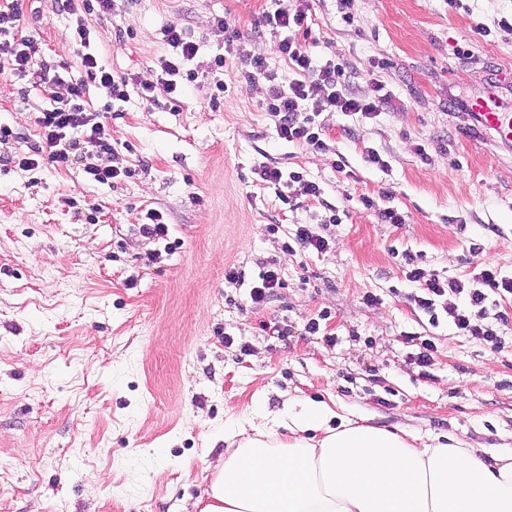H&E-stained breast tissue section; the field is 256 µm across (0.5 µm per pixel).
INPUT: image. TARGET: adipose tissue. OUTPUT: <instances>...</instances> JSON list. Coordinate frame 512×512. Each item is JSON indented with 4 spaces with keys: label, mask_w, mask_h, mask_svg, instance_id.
<instances>
[{
    "label": "adipose tissue",
    "mask_w": 512,
    "mask_h": 512,
    "mask_svg": "<svg viewBox=\"0 0 512 512\" xmlns=\"http://www.w3.org/2000/svg\"><path fill=\"white\" fill-rule=\"evenodd\" d=\"M213 466L201 512H512V452L495 461L294 399Z\"/></svg>",
    "instance_id": "ef3b65f1"
}]
</instances>
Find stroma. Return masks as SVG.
Returning <instances> with one entry per match:
<instances>
[{"instance_id": "1", "label": "stroma", "mask_w": 512, "mask_h": 512, "mask_svg": "<svg viewBox=\"0 0 512 512\" xmlns=\"http://www.w3.org/2000/svg\"><path fill=\"white\" fill-rule=\"evenodd\" d=\"M266 6L114 0L106 13L70 14L58 0H25L15 34L63 81L0 73L10 132L0 141V512H183L206 503L209 465L233 449L225 431L294 397L391 432L457 437L487 460L512 449V295L497 300L493 348L431 327L409 300L418 286L405 262L442 279L490 266L512 276V153L476 140L462 108L486 91L492 64L512 98V0H351L350 24L336 0H310L313 56L345 61L356 94L373 96L378 81L390 93L373 119L323 113L321 150L281 140L262 108L265 82L240 77L260 52L279 79L293 77L277 52L284 31L261 21ZM80 23L102 66L142 80L169 52L163 28L179 24L199 44L194 78L178 98L159 85L149 101L88 84L114 152L88 147L70 166L27 170L37 113L85 77ZM370 149L384 167L365 162ZM262 163L318 183L321 201L292 182L282 204L253 181ZM91 164L129 176L90 183ZM384 208L407 223L382 222ZM149 209L168 240L139 232ZM300 225L327 252L286 251ZM232 267L243 281L226 279ZM268 267L283 285L252 303ZM409 333L435 344L428 367L413 363Z\"/></svg>"}]
</instances>
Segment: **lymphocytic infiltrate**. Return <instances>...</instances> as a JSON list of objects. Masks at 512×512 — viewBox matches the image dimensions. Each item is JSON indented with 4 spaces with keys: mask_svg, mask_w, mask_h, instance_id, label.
I'll use <instances>...</instances> for the list:
<instances>
[{
    "mask_svg": "<svg viewBox=\"0 0 512 512\" xmlns=\"http://www.w3.org/2000/svg\"><path fill=\"white\" fill-rule=\"evenodd\" d=\"M22 16V0H10L6 9L0 10V68L10 73L27 76L30 65L38 52L34 40L7 41L6 33L16 29ZM82 51L79 65L85 72L86 81L70 84L69 95L62 103H50L36 118L42 139L34 150L33 157L25 158L26 168L37 169L41 161H49L66 167L72 162L74 151L87 144L101 155L113 151L112 137L98 115L86 101V83L93 80L111 86L116 98H126L128 92H136L142 99H150L155 84H163L168 93H179L185 80L192 74L186 65L198 51L195 41L187 37L185 30L176 24L165 27L163 40L170 55L160 63L157 83L136 78L119 77L99 65L90 42V31L85 25L75 29ZM277 51L287 62L295 77L289 83L279 81L276 74L267 68L263 54L250 60L251 69L245 72L246 81L262 76L267 82L265 110L275 119L276 130L281 140L299 143L316 150L324 149V128L319 121L323 112L359 114L365 118L376 117L383 105L390 100L384 85L375 84V95L366 99L352 94L344 81L345 65L328 59L316 61L302 42L284 37ZM408 281L421 283L420 292L411 294L410 300L428 318L431 326L441 322L452 324L455 329L476 339L496 343L497 333L485 326L490 314L491 295L512 294V278L500 275L498 269L489 267L472 277L470 281L459 279L425 278L421 268L407 271ZM456 296V303H449V296Z\"/></svg>",
    "mask_w": 512,
    "mask_h": 512,
    "instance_id": "lymphocytic-infiltrate-1",
    "label": "lymphocytic infiltrate"
}]
</instances>
